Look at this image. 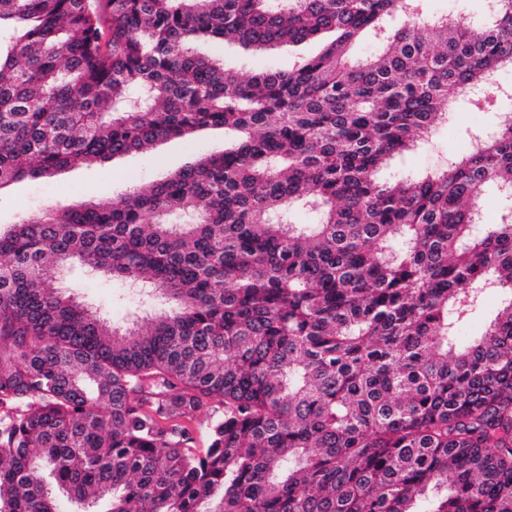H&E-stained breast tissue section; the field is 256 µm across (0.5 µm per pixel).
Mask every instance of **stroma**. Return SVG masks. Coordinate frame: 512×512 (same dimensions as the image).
Returning <instances> with one entry per match:
<instances>
[{
	"instance_id": "1",
	"label": "stroma",
	"mask_w": 512,
	"mask_h": 512,
	"mask_svg": "<svg viewBox=\"0 0 512 512\" xmlns=\"http://www.w3.org/2000/svg\"><path fill=\"white\" fill-rule=\"evenodd\" d=\"M320 48V42L313 41L248 54L236 44L224 40L205 41L197 46L200 53L224 59L245 78L269 68L292 69L296 61L317 54ZM511 115L512 102L506 100L488 112L472 111L465 117L451 114L423 145L397 159L383 176L389 179L401 172L418 174L434 171L449 159L468 153L471 134L495 126ZM223 149V130L212 129L193 138L164 141L147 152L69 169L49 179L23 180L0 191V224L16 223L29 214L50 207L91 200L106 186L111 187L113 196H121L128 185L146 186L194 163L200 154L219 153ZM54 277L61 293L98 311L117 326L127 325L147 311L171 307L170 302L159 295L131 290L127 283L100 278L76 263L60 267Z\"/></svg>"
}]
</instances>
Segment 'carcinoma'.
Returning a JSON list of instances; mask_svg holds the SVG:
<instances>
[{"mask_svg":"<svg viewBox=\"0 0 512 512\" xmlns=\"http://www.w3.org/2000/svg\"><path fill=\"white\" fill-rule=\"evenodd\" d=\"M421 2L0 0V189L233 135L142 191L0 226V512H59L58 491L83 512H512V214L477 226L487 187L512 199V119L441 171L380 177L448 91L490 104L512 0L476 26ZM328 34L248 79L196 50ZM71 262L174 308L122 331L58 293ZM489 289L502 306L461 341Z\"/></svg>","mask_w":512,"mask_h":512,"instance_id":"1","label":"carcinoma"}]
</instances>
